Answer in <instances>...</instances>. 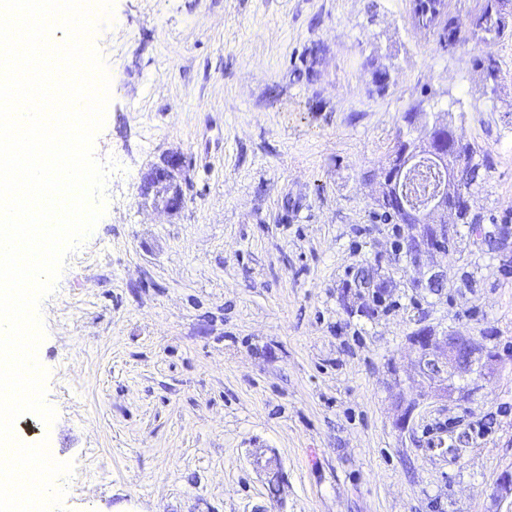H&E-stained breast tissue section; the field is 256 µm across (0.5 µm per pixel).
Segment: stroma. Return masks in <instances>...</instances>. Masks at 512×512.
I'll return each instance as SVG.
<instances>
[{
	"label": "stroma",
	"mask_w": 512,
	"mask_h": 512,
	"mask_svg": "<svg viewBox=\"0 0 512 512\" xmlns=\"http://www.w3.org/2000/svg\"><path fill=\"white\" fill-rule=\"evenodd\" d=\"M92 41L105 213L40 306L56 418L17 420L73 465L62 512H512V38L448 46L411 0H114ZM410 112L451 116L490 162L486 233L425 257L448 272L431 291L364 178ZM175 152L166 212L143 183ZM421 330L497 361L427 396ZM401 389L421 398L405 431Z\"/></svg>",
	"instance_id": "35a3bbf8"
}]
</instances>
